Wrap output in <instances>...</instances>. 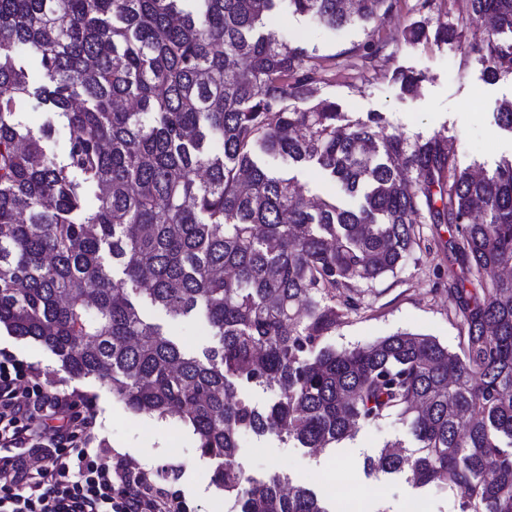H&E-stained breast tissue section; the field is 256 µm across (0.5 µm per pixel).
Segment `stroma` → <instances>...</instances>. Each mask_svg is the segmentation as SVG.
I'll return each instance as SVG.
<instances>
[{"label":"stroma","mask_w":512,"mask_h":512,"mask_svg":"<svg viewBox=\"0 0 512 512\" xmlns=\"http://www.w3.org/2000/svg\"><path fill=\"white\" fill-rule=\"evenodd\" d=\"M415 4L416 0H401L398 12L379 28L390 43V59L361 75L353 71L337 74L318 86L315 97L336 102L352 120L381 114L388 132L412 141L443 135L454 142L460 167L481 163L494 168L501 159L512 157V132L494 121L499 108L512 102V78L486 80L462 42L405 45L404 30L420 19ZM273 29L320 58L340 55L367 40L361 26L331 30L285 9ZM396 69L424 75L417 93L403 94L392 82L391 73ZM268 166L293 178L304 196L335 195L350 207L362 202L361 197L346 196L341 185L316 164L291 166L277 159ZM423 237V248L407 257L397 276L365 286L363 308L342 318L332 335L324 339V346L340 351L410 331L433 336L450 351H462L460 327L439 293L448 271V228L424 225ZM144 312L188 351L198 353L213 344L203 320L174 323L153 307H145ZM0 352L34 367L35 381L45 391L71 395L79 406L93 408L96 422L90 445L102 449L104 461H111L118 452L140 468L162 472L167 486L184 498L187 512H232L233 499L216 486L213 464L201 457L195 435L178 417L133 412L113 397L107 382L70 375L45 346L17 338L2 328ZM406 440L404 427L392 418L360 427L352 438L319 453L275 432L262 436L247 432L238 441V461L246 476L262 479L278 473L319 492L331 477L332 465L341 464L351 476L352 491L362 503V512H407L409 502L415 499L427 512H458L456 491L418 489L402 474L366 473V459L378 456L385 444Z\"/></svg>","instance_id":"obj_1"}]
</instances>
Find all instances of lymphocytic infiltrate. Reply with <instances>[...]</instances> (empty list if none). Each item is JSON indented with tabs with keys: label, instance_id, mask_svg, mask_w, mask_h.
Here are the masks:
<instances>
[{
	"label": "lymphocytic infiltrate",
	"instance_id": "f902f5d3",
	"mask_svg": "<svg viewBox=\"0 0 512 512\" xmlns=\"http://www.w3.org/2000/svg\"><path fill=\"white\" fill-rule=\"evenodd\" d=\"M31 367L0 355V512H184L180 493L116 453L103 463L88 448L91 417L69 396L26 385ZM64 419L37 435L36 412Z\"/></svg>",
	"mask_w": 512,
	"mask_h": 512
}]
</instances>
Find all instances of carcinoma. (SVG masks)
I'll return each instance as SVG.
<instances>
[{
	"label": "carcinoma",
	"instance_id": "obj_1",
	"mask_svg": "<svg viewBox=\"0 0 512 512\" xmlns=\"http://www.w3.org/2000/svg\"><path fill=\"white\" fill-rule=\"evenodd\" d=\"M399 2L0 0V326L131 409L179 416L237 512H335L286 477L246 476L242 433L322 450L391 417L414 446H384L370 471L455 489L460 512H512V159L472 172L440 135L412 144L379 114L309 104L336 72L389 59L376 33ZM278 4L368 40L317 63L266 31ZM417 6L436 14L435 41L464 40L487 77L512 75V0ZM428 39L425 22L403 34ZM391 78L406 93L423 81ZM27 105L50 115L37 131L18 119ZM259 153L314 162L364 203H310ZM420 216L448 225L464 356L412 332L320 346L362 308L360 285L395 276L421 246ZM141 298L174 320L203 317L216 345L184 352ZM253 385L276 398L256 407L242 395Z\"/></svg>",
	"mask_w": 512,
	"mask_h": 512
}]
</instances>
